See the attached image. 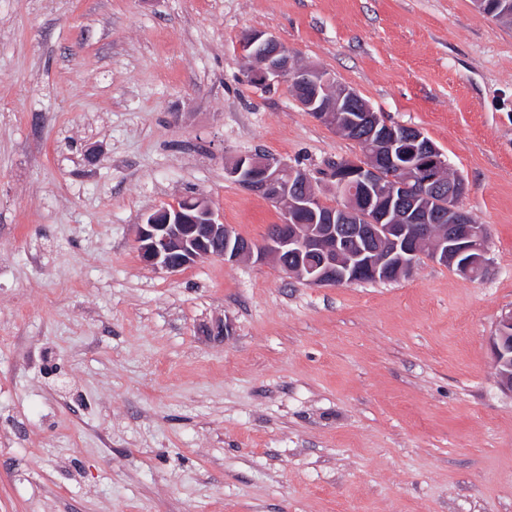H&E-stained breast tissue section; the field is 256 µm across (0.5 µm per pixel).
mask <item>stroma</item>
<instances>
[{"label":"stroma","instance_id":"1","mask_svg":"<svg viewBox=\"0 0 512 512\" xmlns=\"http://www.w3.org/2000/svg\"><path fill=\"white\" fill-rule=\"evenodd\" d=\"M251 30L443 151L481 277L141 262L132 226L188 196L264 242L230 158L323 190L359 152L249 83ZM510 310L512 25L473 0H0V512H512ZM491 349L499 383L512 392V310L500 316L491 336Z\"/></svg>","mask_w":512,"mask_h":512}]
</instances>
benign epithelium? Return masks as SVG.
Returning <instances> with one entry per match:
<instances>
[{"label":"benign epithelium","instance_id":"1","mask_svg":"<svg viewBox=\"0 0 512 512\" xmlns=\"http://www.w3.org/2000/svg\"><path fill=\"white\" fill-rule=\"evenodd\" d=\"M241 51L254 84L296 86L297 105L329 128L360 135V152L329 170L334 203L305 170L275 155L236 156L225 174L278 206L281 230L257 245L224 223L212 204L189 196L134 225L143 264L178 272L204 258L233 265L286 255L295 263L280 265L285 274L310 286L342 287L406 277L425 248L433 261L463 277L484 272L489 230L467 218L459 206L467 193L465 179L446 176L451 171L446 156L423 131L391 122L354 89L299 63L270 32H247ZM434 203L448 209V223L435 225ZM491 349L499 383L512 392V310L500 316Z\"/></svg>","mask_w":512,"mask_h":512}]
</instances>
